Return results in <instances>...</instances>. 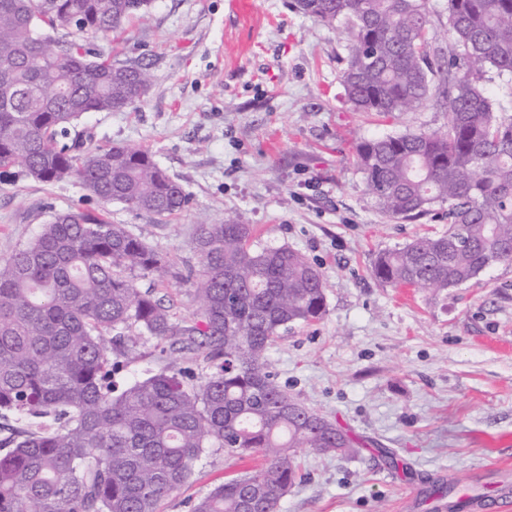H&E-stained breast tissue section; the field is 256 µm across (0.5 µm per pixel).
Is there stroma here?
Masks as SVG:
<instances>
[{
	"instance_id": "obj_1",
	"label": "stroma",
	"mask_w": 512,
	"mask_h": 512,
	"mask_svg": "<svg viewBox=\"0 0 512 512\" xmlns=\"http://www.w3.org/2000/svg\"><path fill=\"white\" fill-rule=\"evenodd\" d=\"M85 42L147 65L151 83L135 107L89 113L80 130L97 146L148 149L189 205L160 220L103 203L75 178L0 177V260L56 214L102 209L176 271L198 274V225H254L256 242L299 251L326 284V314L282 333L267 352L269 371L365 442L346 458L298 449L303 478L282 512H431V486L488 494L512 484V262L445 289L396 288L371 272L379 252L446 223L385 218L356 168L357 146L445 129L446 108L430 100L413 112L354 111L339 80L347 31L318 24L291 0H254L247 20L231 0H154L118 47L97 34ZM374 443L397 466L374 459ZM257 464L207 452L161 512H190L188 500Z\"/></svg>"
}]
</instances>
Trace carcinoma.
Listing matches in <instances>:
<instances>
[{"mask_svg":"<svg viewBox=\"0 0 512 512\" xmlns=\"http://www.w3.org/2000/svg\"><path fill=\"white\" fill-rule=\"evenodd\" d=\"M152 0H0V176L19 168L43 183L72 177L105 202L166 217L181 185L139 146H86L71 137L89 112H119L146 94L142 64H118L81 41L108 38ZM293 8L350 35L340 81L359 112H412L433 99L443 131L365 139L356 165L385 216L417 220L443 207L448 229L380 252L372 274L394 287L449 288L512 262V116L491 97L512 86V0H448L434 29L429 0H294ZM65 31L49 48L30 24ZM75 20L66 28L65 22ZM449 38L448 49L438 45ZM234 219L198 225L202 272L110 224L71 210L0 261V512H160L216 448L255 455L261 469L212 488L191 512H280L298 448L340 457L359 442L288 394L267 370L277 335L326 312L322 272L287 245L252 247ZM194 284L196 313L173 320L138 280ZM161 353L220 362L200 383L167 364L118 386L115 375Z\"/></svg>","mask_w":512,"mask_h":512,"instance_id":"cac0c4a2","label":"carcinoma"}]
</instances>
